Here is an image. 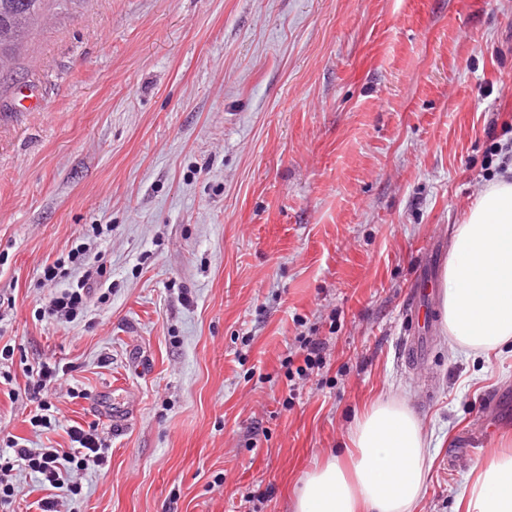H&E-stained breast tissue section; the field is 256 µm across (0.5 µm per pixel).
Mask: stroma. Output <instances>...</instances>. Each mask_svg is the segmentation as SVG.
Instances as JSON below:
<instances>
[{"instance_id": "1", "label": "stroma", "mask_w": 512, "mask_h": 512, "mask_svg": "<svg viewBox=\"0 0 512 512\" xmlns=\"http://www.w3.org/2000/svg\"><path fill=\"white\" fill-rule=\"evenodd\" d=\"M509 146L512 0H53L0 76V428L97 426L62 512H292L401 398L443 438L414 512H454L512 440V354L461 351L434 284ZM79 246L111 289L43 318ZM301 336L324 366L292 395ZM23 373L27 379L26 388L31 400L37 402V410L49 411L52 405L47 401V394L55 389V385L67 374L66 369L56 362L52 364L44 361L38 362L36 366L27 367Z\"/></svg>"}]
</instances>
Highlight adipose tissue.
Segmentation results:
<instances>
[{"label":"adipose tissue","mask_w":512,"mask_h":512,"mask_svg":"<svg viewBox=\"0 0 512 512\" xmlns=\"http://www.w3.org/2000/svg\"><path fill=\"white\" fill-rule=\"evenodd\" d=\"M442 326L466 352L512 345V180L498 178L455 225L440 277ZM432 435L403 399L367 406L346 446L311 471L294 512H413ZM464 512H512V453L476 464L456 501Z\"/></svg>","instance_id":"obj_1"}]
</instances>
